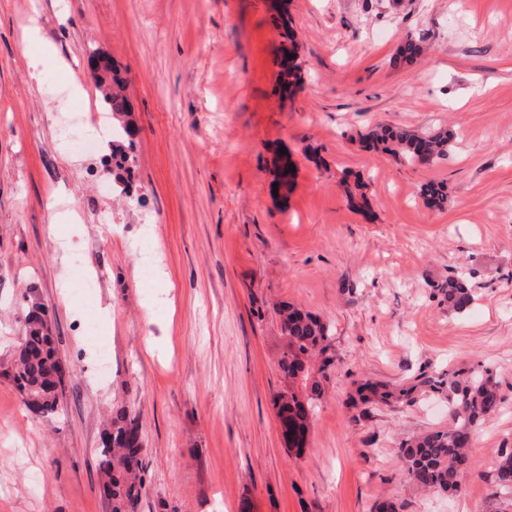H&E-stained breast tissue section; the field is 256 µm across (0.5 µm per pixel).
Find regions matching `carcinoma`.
<instances>
[{
	"label": "carcinoma",
	"mask_w": 512,
	"mask_h": 512,
	"mask_svg": "<svg viewBox=\"0 0 512 512\" xmlns=\"http://www.w3.org/2000/svg\"><path fill=\"white\" fill-rule=\"evenodd\" d=\"M286 39L290 43L280 47L279 86L283 95L294 92L303 82L297 45L291 36ZM423 52L422 40L408 35L390 58V64L395 67L410 64ZM101 91L116 132V137L112 138V160L120 180L134 141L128 137L129 126L125 121L131 105L117 69H112V82L101 87ZM362 139L368 147L408 163L430 162L448 153V131L442 129L416 134L377 124L363 134ZM420 195L426 208L440 209L448 199L447 186L430 182L421 187ZM432 288L433 296L447 305L450 312L462 313L475 300L473 289L461 277H451ZM281 315L286 349L279 367L288 379V388L277 394L275 406L277 416L283 418L287 426L286 450L298 455L307 445L314 400L322 395L321 383L315 379L314 372L321 373L331 364L326 356L330 326L292 304L282 306ZM317 360L320 361L318 367L314 365ZM57 364L54 336L45 322V311L35 304L27 316L25 336L12 365L11 378L25 397V404L35 405L36 412L42 415L52 414L58 407L59 386L54 379ZM431 388L447 391L448 427L402 442L397 448V457L405 478L414 486L454 494L461 491L466 476L472 471L470 448L475 430L500 409L499 383L485 369L466 376L453 373L448 376L446 386L437 383ZM415 390L412 386L394 391L367 380L358 385L352 402L356 406H368L412 401ZM143 445L140 415L125 408L112 412L102 447L97 449L99 469L105 478L104 492L112 504V512H137L145 488ZM493 474L496 486L512 493V450L500 453Z\"/></svg>",
	"instance_id": "obj_1"
}]
</instances>
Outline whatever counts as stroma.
Segmentation results:
<instances>
[{
  "label": "stroma",
  "mask_w": 512,
  "mask_h": 512,
  "mask_svg": "<svg viewBox=\"0 0 512 512\" xmlns=\"http://www.w3.org/2000/svg\"><path fill=\"white\" fill-rule=\"evenodd\" d=\"M305 71L277 90L272 0H0V512H111L96 450L104 421L141 416L138 512H498L493 466L512 448V0H288ZM38 26L53 60L33 67ZM426 53L390 57L406 34ZM127 79L136 127L116 181L110 147L71 153L68 107H99L89 54ZM384 123L442 128L446 157L412 164L369 149ZM297 167L271 192L275 150ZM362 183L352 209L344 181ZM448 187L429 209L422 185ZM66 210L50 215L48 199ZM472 274L450 313L432 286ZM97 286L90 332L76 292ZM70 375L55 414L7 376L34 303ZM331 327L323 395L303 454L273 400L285 386L275 310ZM109 380L97 381L99 362ZM487 368L499 414L474 434L456 495L402 475L400 442L448 424L444 396L352 406L364 380L392 387Z\"/></svg>",
  "instance_id": "obj_1"
}]
</instances>
